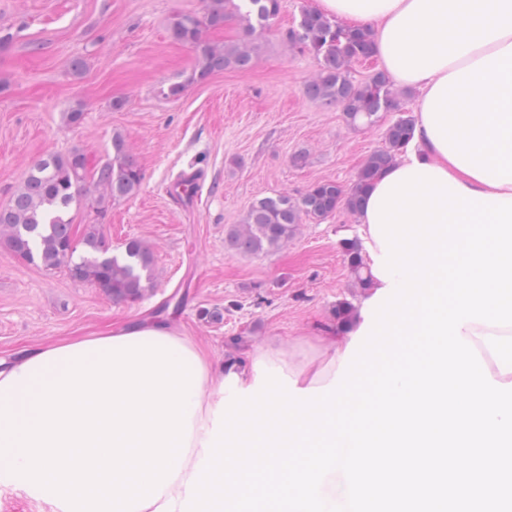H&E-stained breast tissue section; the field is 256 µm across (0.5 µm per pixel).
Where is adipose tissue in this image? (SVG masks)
Segmentation results:
<instances>
[{
	"label": "adipose tissue",
	"mask_w": 512,
	"mask_h": 512,
	"mask_svg": "<svg viewBox=\"0 0 512 512\" xmlns=\"http://www.w3.org/2000/svg\"><path fill=\"white\" fill-rule=\"evenodd\" d=\"M370 28L395 84L416 91L413 138L396 164L512 198V0H318ZM297 362L268 350L241 369L165 321L119 325L0 357V475L53 512H180L211 437L222 385L254 387L258 364L296 388L332 383L353 331Z\"/></svg>",
	"instance_id": "ef3b65f1"
}]
</instances>
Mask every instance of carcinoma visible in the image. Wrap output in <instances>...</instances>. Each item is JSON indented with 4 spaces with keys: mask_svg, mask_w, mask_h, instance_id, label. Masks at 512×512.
Segmentation results:
<instances>
[{
    "mask_svg": "<svg viewBox=\"0 0 512 512\" xmlns=\"http://www.w3.org/2000/svg\"><path fill=\"white\" fill-rule=\"evenodd\" d=\"M280 10V0H206L203 16H178L170 33L174 41L200 50L197 76L203 79L215 71L252 67L257 60L256 41ZM230 20L237 21L241 29L236 41L222 46L202 41L204 29L222 28ZM287 36L319 63L305 94L327 107L341 108L350 125L372 124L380 113L398 108L394 84L384 72H375L358 86L349 79L352 63L374 56L370 30L342 26L318 11L304 10L297 27ZM413 125L409 115L388 125L385 147L363 162L347 189L335 181L322 180L298 198L279 193L254 200L242 223L225 232L224 251L268 255L283 249L307 219L324 220L340 208L357 214L365 189L397 162L412 136ZM143 179L142 169L119 134L112 136V157L103 162H94L79 149L43 157L32 165L12 203L0 208V241L17 258L37 261L49 273L64 267L70 279L95 286L116 302L136 301L144 292L143 274L153 265L152 249L132 238L125 243L123 253L114 254L100 225H86L82 236L77 237L63 212L93 190L97 192L96 212L102 216L111 203L134 195ZM340 249L354 286L367 288L368 265L359 240L344 239Z\"/></svg>",
    "mask_w": 512,
    "mask_h": 512,
    "instance_id": "cac0c4a2",
    "label": "carcinoma"
}]
</instances>
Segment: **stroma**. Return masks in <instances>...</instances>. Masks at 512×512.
I'll return each mask as SVG.
<instances>
[{"label": "stroma", "instance_id": "obj_1", "mask_svg": "<svg viewBox=\"0 0 512 512\" xmlns=\"http://www.w3.org/2000/svg\"><path fill=\"white\" fill-rule=\"evenodd\" d=\"M205 0H0V207L31 166L83 150L101 161L124 136L140 165L139 191L113 203L103 229L113 251L140 239L154 252L155 279L135 302L47 273L0 246V354L65 340L154 316L203 344L214 364L274 349L298 360L323 351L338 303L360 305L339 244L357 235L345 210L304 222L288 245L263 255L224 252V233L258 198L297 197L315 182L350 185L359 166L385 146L386 127L412 112L416 95L399 91L398 111L350 127L341 109L308 98L318 62L285 39L318 0H282L259 39L257 63L195 76L199 55L174 41L169 23L203 13ZM84 60L81 74L72 64ZM185 83L181 97L164 92ZM83 114L67 125L62 115ZM304 155L294 165V155ZM203 173L192 206L165 192L182 170ZM217 311L204 321L202 311Z\"/></svg>", "mask_w": 512, "mask_h": 512}]
</instances>
